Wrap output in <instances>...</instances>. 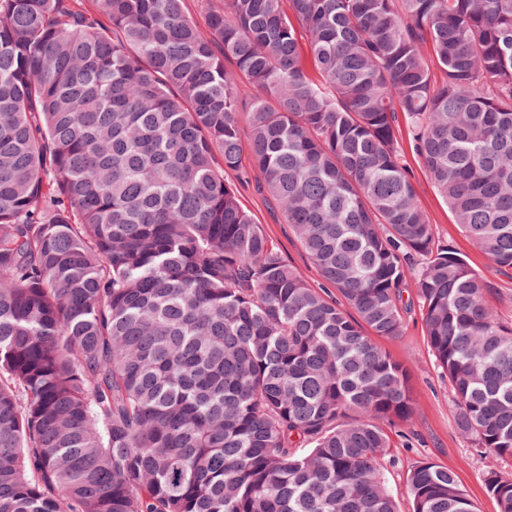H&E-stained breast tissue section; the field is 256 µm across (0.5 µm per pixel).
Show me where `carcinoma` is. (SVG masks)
<instances>
[{"instance_id": "carcinoma-1", "label": "carcinoma", "mask_w": 512, "mask_h": 512, "mask_svg": "<svg viewBox=\"0 0 512 512\" xmlns=\"http://www.w3.org/2000/svg\"><path fill=\"white\" fill-rule=\"evenodd\" d=\"M402 120L512 270V0H217L204 28L185 0H0V512H399L384 425L412 398L379 340L408 289L459 433L512 459V323L435 242ZM406 494L477 512L433 462ZM225 177L238 185V199L241 206L248 211L257 224H261L268 240L283 254L285 259L297 267L305 279L317 287L321 283L319 273L300 244L284 223L280 214L274 213L268 206L264 195L255 188V182H240L234 172H229Z\"/></svg>"}]
</instances>
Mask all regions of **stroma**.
I'll list each match as a JSON object with an SVG mask.
<instances>
[{
    "label": "stroma",
    "instance_id": "1",
    "mask_svg": "<svg viewBox=\"0 0 512 512\" xmlns=\"http://www.w3.org/2000/svg\"><path fill=\"white\" fill-rule=\"evenodd\" d=\"M403 150L415 184L419 202L439 242L451 245L475 270H488L490 262L455 223L445 200L433 188L424 168L410 152V140H403ZM229 181L238 184V199L255 222L261 224L268 240L297 267L305 279L320 285L319 273L285 224L280 214L268 206L254 183L238 182L235 173ZM382 346L408 371L412 411L409 421L390 430L392 446L385 457L383 475L387 486L399 496L401 512L411 504L405 494L407 476L419 462L430 460L453 471L459 484L468 492L478 512H498L496 501L484 489L487 472L495 471L512 478V460L500 459L476 448L456 428L451 407L452 389L441 376L428 348L425 328L418 304H411L406 314L403 336L383 341Z\"/></svg>",
    "mask_w": 512,
    "mask_h": 512
}]
</instances>
